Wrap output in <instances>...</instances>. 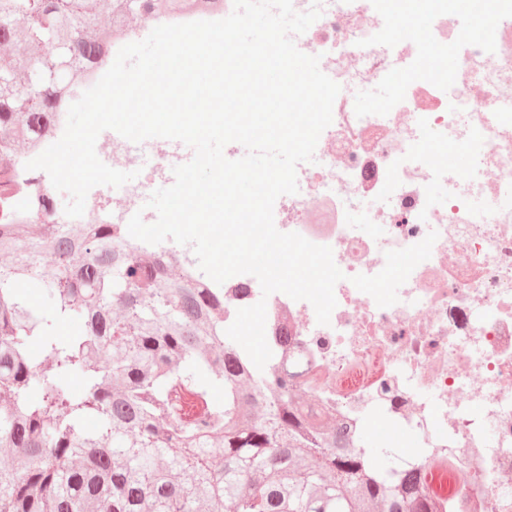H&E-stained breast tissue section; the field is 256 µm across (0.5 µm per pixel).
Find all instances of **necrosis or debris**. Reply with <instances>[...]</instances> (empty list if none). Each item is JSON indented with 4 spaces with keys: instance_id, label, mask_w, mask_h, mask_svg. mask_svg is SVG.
I'll use <instances>...</instances> for the list:
<instances>
[{
    "instance_id": "obj_1",
    "label": "necrosis or debris",
    "mask_w": 512,
    "mask_h": 512,
    "mask_svg": "<svg viewBox=\"0 0 512 512\" xmlns=\"http://www.w3.org/2000/svg\"><path fill=\"white\" fill-rule=\"evenodd\" d=\"M315 4L321 17L293 41L341 91L274 215L279 231L332 249L337 305L324 326L310 302L263 296L242 274L223 284L224 322L266 300L272 364L346 435L382 415L416 436L411 467L449 479L450 512H512V0L453 26L447 0H418L423 38L409 44L386 0H293ZM450 51L449 71L415 62ZM387 81L399 97L363 109ZM433 140L469 151L467 168L434 161ZM176 161L161 138L116 153L114 169L143 162L147 180L102 186L82 223L127 224Z\"/></svg>"
}]
</instances>
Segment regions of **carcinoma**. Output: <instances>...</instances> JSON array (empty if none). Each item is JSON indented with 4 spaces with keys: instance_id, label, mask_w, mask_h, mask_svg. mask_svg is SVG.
Listing matches in <instances>:
<instances>
[{
    "instance_id": "cac0c4a2",
    "label": "carcinoma",
    "mask_w": 512,
    "mask_h": 512,
    "mask_svg": "<svg viewBox=\"0 0 512 512\" xmlns=\"http://www.w3.org/2000/svg\"><path fill=\"white\" fill-rule=\"evenodd\" d=\"M85 0H0V45L70 43L65 84L0 87V512H448L424 476L381 469L288 374L224 335V289L115 224L11 219L15 140L41 146L111 49ZM39 276L52 316L17 290ZM79 319L70 337L55 324ZM78 378L82 390L71 388ZM214 389L224 400L210 398ZM95 426H86L88 419Z\"/></svg>"
}]
</instances>
